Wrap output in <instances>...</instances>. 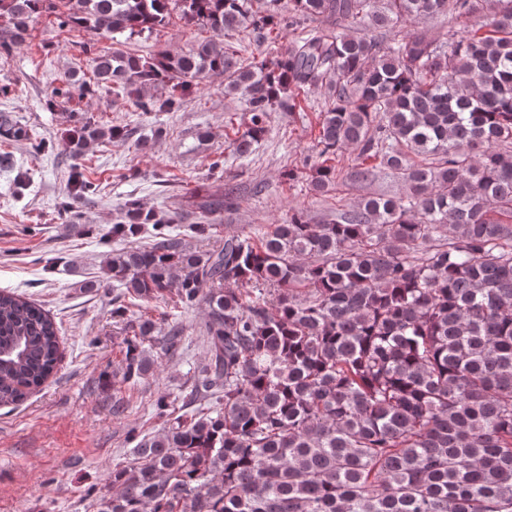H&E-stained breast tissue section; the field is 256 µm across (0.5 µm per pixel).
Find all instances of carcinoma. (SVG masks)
I'll return each mask as SVG.
<instances>
[{"label": "carcinoma", "mask_w": 512, "mask_h": 512, "mask_svg": "<svg viewBox=\"0 0 512 512\" xmlns=\"http://www.w3.org/2000/svg\"><path fill=\"white\" fill-rule=\"evenodd\" d=\"M279 0H0V54L57 4L60 26L142 35L172 18L211 30L186 53L149 57L120 48L96 58L92 81L144 112H169L193 82L224 76L245 98L248 153L270 115L323 88L322 162L311 189L336 185L328 160L346 147L406 184L323 224L295 212L253 237L197 250L176 218L130 198L109 231L122 240L150 224L146 245L110 251L106 272L141 302L172 293L203 304L207 359L178 396L161 397L160 432L136 439L94 512H512V6L498 0H290L302 16L364 30L443 16L448 34L409 30L388 41L344 30L309 31L288 55L240 64L226 33L280 35ZM484 13L477 29L463 21ZM167 88L165 96L152 93ZM0 133L30 134L0 113ZM123 131L83 124L73 153ZM422 157V163L411 155ZM92 189L72 172L69 196ZM192 233L236 206L223 187L189 203ZM134 320L123 380L155 361L141 344L156 321ZM60 329L42 305L0 290V406L22 403L53 375ZM183 328L163 337L165 354Z\"/></svg>", "instance_id": "carcinoma-1"}]
</instances>
